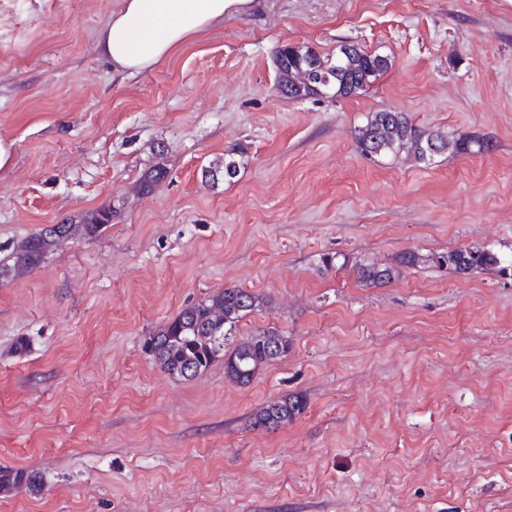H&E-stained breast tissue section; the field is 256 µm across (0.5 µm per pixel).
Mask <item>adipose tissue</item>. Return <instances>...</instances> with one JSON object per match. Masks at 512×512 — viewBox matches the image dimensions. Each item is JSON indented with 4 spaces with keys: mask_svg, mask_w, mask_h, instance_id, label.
<instances>
[{
    "mask_svg": "<svg viewBox=\"0 0 512 512\" xmlns=\"http://www.w3.org/2000/svg\"><path fill=\"white\" fill-rule=\"evenodd\" d=\"M257 0H121L97 36L96 48L126 76L153 68L229 12Z\"/></svg>",
    "mask_w": 512,
    "mask_h": 512,
    "instance_id": "ef3b65f1",
    "label": "adipose tissue"
}]
</instances>
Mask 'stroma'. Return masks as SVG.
Returning a JSON list of instances; mask_svg holds the SVG:
<instances>
[{
  "mask_svg": "<svg viewBox=\"0 0 512 512\" xmlns=\"http://www.w3.org/2000/svg\"><path fill=\"white\" fill-rule=\"evenodd\" d=\"M119 2L0 0V249L118 208L0 279V468L42 481L0 512H512V272L420 264L366 286L351 269L512 256V0H259L124 79L94 50ZM285 43L392 66L355 96L291 100ZM379 110L493 147L367 157L353 131ZM232 148L237 176L205 180ZM227 287L265 300L236 338L278 330L287 355L245 387L220 360L164 372L150 331ZM292 393L306 414L251 429ZM418 263H430L439 269L445 268L455 273L466 274L474 270H485L490 267H501V270L508 267L511 268L512 257L507 259L481 246L468 245L446 252L433 253L430 256H426L425 259L417 254L407 253L400 258L397 264L415 266Z\"/></svg>",
  "mask_w": 512,
  "mask_h": 512,
  "instance_id": "stroma-1",
  "label": "stroma"
}]
</instances>
